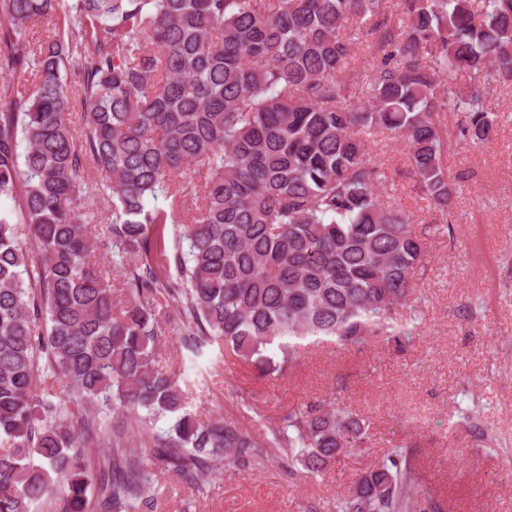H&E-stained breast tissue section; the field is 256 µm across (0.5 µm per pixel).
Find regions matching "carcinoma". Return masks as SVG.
Here are the masks:
<instances>
[{
    "label": "carcinoma",
    "mask_w": 512,
    "mask_h": 512,
    "mask_svg": "<svg viewBox=\"0 0 512 512\" xmlns=\"http://www.w3.org/2000/svg\"><path fill=\"white\" fill-rule=\"evenodd\" d=\"M385 2L0 0V71L36 81L0 98V512L45 497L54 512H145L158 469L199 487L221 462L254 470L276 451L288 477L316 478L370 444L342 401L300 403L261 438L200 422L156 357L170 324L191 353L222 343L263 373L294 367L308 337L412 343L426 243L384 201L369 138L402 139L421 194L448 214L441 114L462 143L491 138L486 89L512 81V0H397L394 14ZM54 17L68 31L34 49L29 28ZM359 41L371 72L348 104ZM101 206L106 264L90 231ZM168 223L176 277L163 282L150 257ZM104 408L169 426L95 448ZM419 482L412 451L390 448L334 512H443Z\"/></svg>",
    "instance_id": "carcinoma-1"
}]
</instances>
